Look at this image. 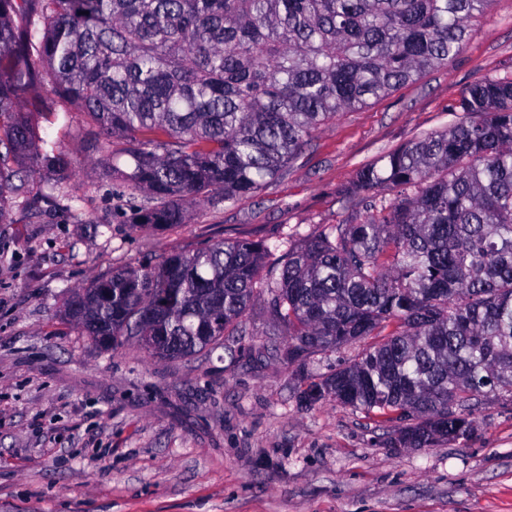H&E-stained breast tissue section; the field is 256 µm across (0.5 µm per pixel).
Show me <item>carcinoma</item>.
<instances>
[{"instance_id": "obj_1", "label": "carcinoma", "mask_w": 512, "mask_h": 512, "mask_svg": "<svg viewBox=\"0 0 512 512\" xmlns=\"http://www.w3.org/2000/svg\"><path fill=\"white\" fill-rule=\"evenodd\" d=\"M492 0H0V224L30 179L65 196L70 154L20 110L47 82L123 141L132 224L197 197L262 190L326 123L463 48ZM462 118L358 171L364 220L300 245L223 241L77 289L67 315L101 351L135 338L176 359L243 334L263 298L288 360L373 343L300 389L397 427L395 445L467 441L489 396L512 403V79L471 84ZM395 192L388 199L386 193ZM282 261L262 272L264 259Z\"/></svg>"}]
</instances>
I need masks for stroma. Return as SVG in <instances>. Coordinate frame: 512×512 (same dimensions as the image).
<instances>
[{"mask_svg":"<svg viewBox=\"0 0 512 512\" xmlns=\"http://www.w3.org/2000/svg\"><path fill=\"white\" fill-rule=\"evenodd\" d=\"M512 78V0L474 18L464 49L390 94L336 116L260 192L191 207L165 230H132L104 174L80 150L85 118L23 102L41 137L71 153L70 207L43 178L0 226V512H512V405L480 406L467 442L393 447L392 426L297 395L299 363L263 301L227 347L169 360L136 340L99 351L66 317L94 277L224 240L301 242L352 220L357 171L458 122L484 78Z\"/></svg>","mask_w":512,"mask_h":512,"instance_id":"stroma-1","label":"stroma"}]
</instances>
